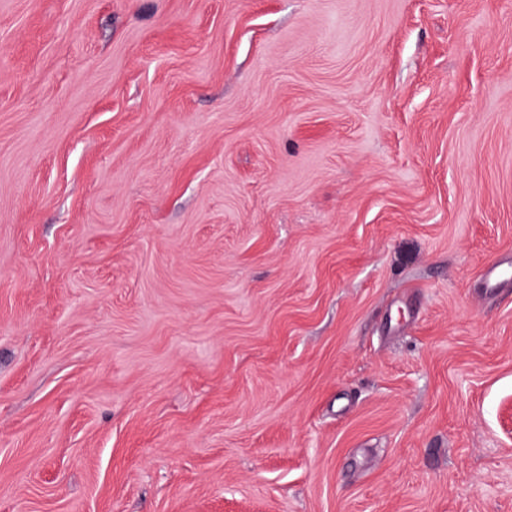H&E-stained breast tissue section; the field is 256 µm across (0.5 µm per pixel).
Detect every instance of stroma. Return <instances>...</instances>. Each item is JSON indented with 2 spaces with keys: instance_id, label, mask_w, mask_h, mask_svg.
<instances>
[{
  "instance_id": "obj_1",
  "label": "stroma",
  "mask_w": 512,
  "mask_h": 512,
  "mask_svg": "<svg viewBox=\"0 0 512 512\" xmlns=\"http://www.w3.org/2000/svg\"><path fill=\"white\" fill-rule=\"evenodd\" d=\"M512 0H0V512H512Z\"/></svg>"
}]
</instances>
